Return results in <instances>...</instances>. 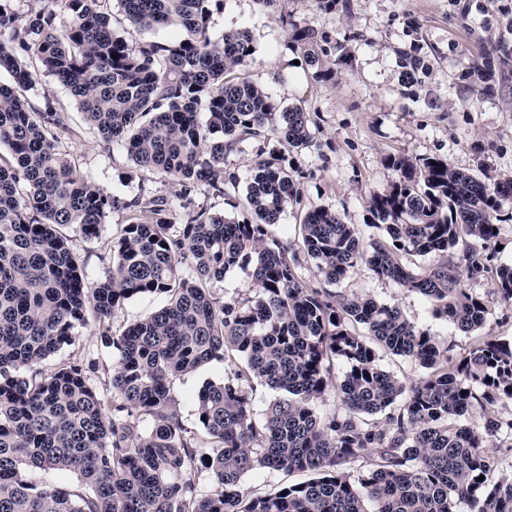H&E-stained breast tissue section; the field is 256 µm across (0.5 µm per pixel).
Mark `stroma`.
Here are the masks:
<instances>
[{"label":"stroma","instance_id":"1","mask_svg":"<svg viewBox=\"0 0 512 512\" xmlns=\"http://www.w3.org/2000/svg\"><path fill=\"white\" fill-rule=\"evenodd\" d=\"M473 18L465 20L453 0H336L324 11L316 0H278L275 12L263 10L256 0H218L212 8L209 35L221 40L225 31L249 33L256 52L245 68L250 79L262 84L280 107L301 106L309 112L317 147L290 151L275 140L245 142L231 153L225 176L235 180V196H243L246 181L260 154H286L301 175L304 200L311 207H326L361 226L364 236H376L367 210L370 195L390 185L395 173L385 159L390 155L437 157L456 169L478 167L499 177H512V34L495 22L500 0H470ZM313 29L324 48V67L334 78L317 81L304 52L288 38L282 17ZM342 55H335L334 45ZM420 60L417 80L406 83L399 66L401 54ZM344 64H337V57ZM488 58L493 76L486 82L469 75V65ZM26 99L33 111L46 107L68 113L73 133L66 145L81 173L105 192L124 199L162 192L177 199L180 188L172 181L135 168L125 150L108 144L90 129L77 111L70 93L52 76L38 73ZM128 211H112L104 226L103 244L74 238L89 281H96L112 263L105 241L118 235ZM345 295H367L397 306L419 329L434 336L455 353L469 350L475 337L458 331L434 313L427 298L399 288L359 264L334 287ZM97 322L81 328L73 345L44 360L43 370H54L74 359L94 361L90 382L104 399H111L116 356L102 345ZM226 364L211 361L194 372L175 378L178 413L184 425L198 429L197 395L209 383L223 381Z\"/></svg>","mask_w":512,"mask_h":512}]
</instances>
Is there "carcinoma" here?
Returning a JSON list of instances; mask_svg holds the SVG:
<instances>
[{"label": "carcinoma", "mask_w": 512, "mask_h": 512, "mask_svg": "<svg viewBox=\"0 0 512 512\" xmlns=\"http://www.w3.org/2000/svg\"><path fill=\"white\" fill-rule=\"evenodd\" d=\"M13 2L0 0V70L11 77L0 84V512H512V476L493 480L489 452L512 436V418L497 410L512 403V340L481 336L455 356L399 308L324 287L365 263L477 335L493 303L512 305V264L497 249L512 178L389 156L396 179L368 201L384 237L366 239L339 212L315 207L300 240L284 241L272 227L302 203L295 168L283 155L259 158L238 199L224 188V164L252 139L312 147V120L297 105L277 110L243 73L255 53L247 33L211 40L212 0H117L133 26L180 31L141 45L112 27V0H39L22 14ZM62 10L72 16L65 29ZM283 23L315 63L314 32ZM40 71L134 166L181 186V221L166 196L116 198L76 168L62 145L68 115L34 112L24 97ZM201 186L250 218L211 212L193 198ZM142 207L151 221L130 217L112 238V265L88 282L59 227L93 242L112 210ZM404 254L438 260L413 269ZM243 265L253 294L218 296L213 285ZM482 280L491 293L469 287ZM147 293L167 303L122 331L106 324ZM91 316L117 354L110 402L89 384L91 362L39 368ZM381 349L423 375L405 385L380 367ZM217 358L230 368L199 391L193 431L173 380ZM336 359L347 365L341 409L320 414ZM256 381L284 392L260 421ZM143 416L153 419L148 432ZM256 468L311 478L245 498L241 479ZM47 471L74 472L81 487L37 484Z\"/></svg>", "instance_id": "carcinoma-1"}]
</instances>
